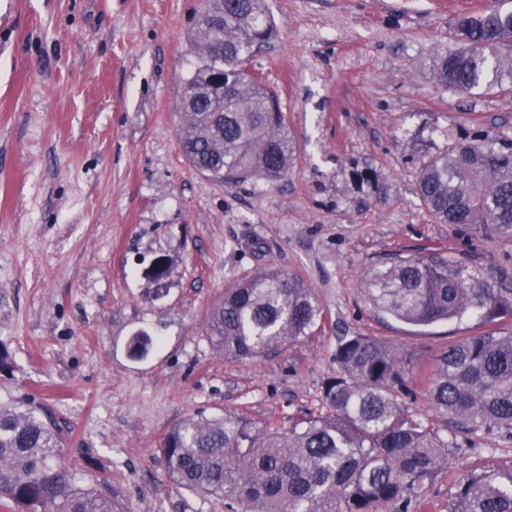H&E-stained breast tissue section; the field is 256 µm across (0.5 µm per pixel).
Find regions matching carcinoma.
<instances>
[{
  "instance_id": "obj_1",
  "label": "carcinoma",
  "mask_w": 512,
  "mask_h": 512,
  "mask_svg": "<svg viewBox=\"0 0 512 512\" xmlns=\"http://www.w3.org/2000/svg\"><path fill=\"white\" fill-rule=\"evenodd\" d=\"M224 24L200 23L190 36L178 137L190 164L218 183L273 182L288 172L294 145L277 94L244 69L274 29L264 0H205ZM458 47L433 56L435 80L461 94L512 84L497 65L512 45V11L464 16ZM419 197L438 224L512 239V146L487 138L454 143L422 165ZM370 304L415 326L474 321L483 331L460 339L437 360L424 393L454 433L512 437V289L478 267L439 253L398 257L366 276ZM320 307L296 276L269 267L224 289L206 335L228 358L265 354L312 331ZM336 375L323 384L328 412L286 432L244 416L189 418L166 434L162 458L181 487L242 512H406L448 459L450 439L409 415L400 396L412 377L397 348L369 336H342ZM59 428L39 407L0 404V507L8 512H112V499L78 485L58 463ZM451 512H512V472L483 470L462 480Z\"/></svg>"
}]
</instances>
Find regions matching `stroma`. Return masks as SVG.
<instances>
[{"instance_id": "obj_1", "label": "stroma", "mask_w": 512, "mask_h": 512, "mask_svg": "<svg viewBox=\"0 0 512 512\" xmlns=\"http://www.w3.org/2000/svg\"><path fill=\"white\" fill-rule=\"evenodd\" d=\"M265 4L276 32L252 71L280 96L295 153L277 181L219 184L177 135L203 0H0V403L43 406L65 464L112 512H229L169 477L165 435L191 417L285 429L326 413L339 337L392 344L420 375L474 333L374 311L375 264L440 250L512 288V240L435 223L417 195L423 162L456 140L512 141V86L461 95L432 74L482 0ZM271 265L308 285L320 321L225 358L208 313ZM140 334L152 344L135 357ZM488 468L512 469V438H460L408 512H450L460 479Z\"/></svg>"}]
</instances>
